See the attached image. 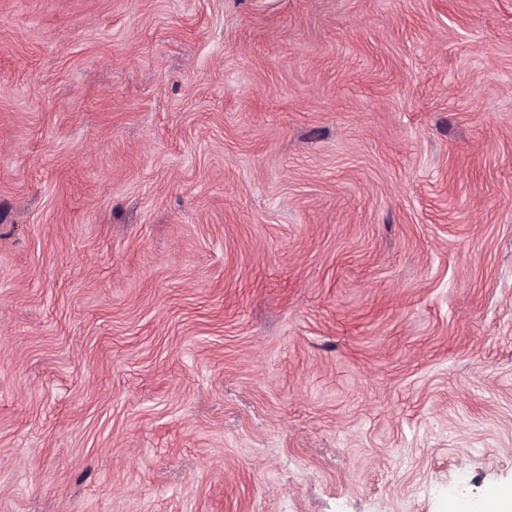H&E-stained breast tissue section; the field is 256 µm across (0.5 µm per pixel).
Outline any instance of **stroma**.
Returning a JSON list of instances; mask_svg holds the SVG:
<instances>
[{
  "label": "stroma",
  "mask_w": 512,
  "mask_h": 512,
  "mask_svg": "<svg viewBox=\"0 0 512 512\" xmlns=\"http://www.w3.org/2000/svg\"><path fill=\"white\" fill-rule=\"evenodd\" d=\"M495 490L512 0H0V512Z\"/></svg>",
  "instance_id": "obj_1"
}]
</instances>
